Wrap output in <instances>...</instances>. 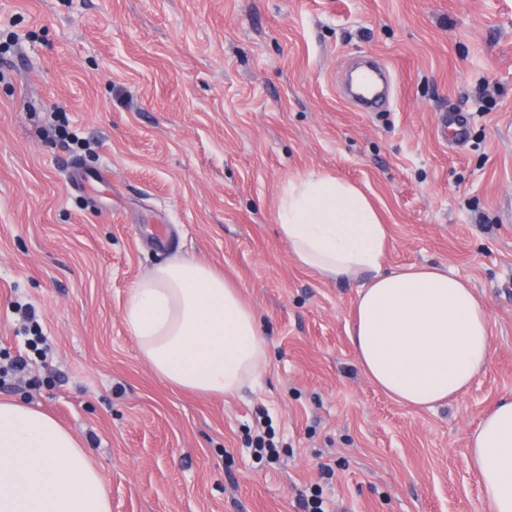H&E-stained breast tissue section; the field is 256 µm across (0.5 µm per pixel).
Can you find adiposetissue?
<instances>
[{
	"mask_svg": "<svg viewBox=\"0 0 512 512\" xmlns=\"http://www.w3.org/2000/svg\"><path fill=\"white\" fill-rule=\"evenodd\" d=\"M277 223L295 260L325 279L361 273L351 342L363 374L393 399L430 409L457 398L492 353L485 304L437 266L384 269L388 230L366 195L331 175L288 181ZM123 318L140 355L169 384L232 396L267 358L253 310L211 267L183 254L131 289ZM468 464L489 512H512V399L469 437ZM0 512H111L97 470L51 416L0 402Z\"/></svg>",
	"mask_w": 512,
	"mask_h": 512,
	"instance_id": "adipose-tissue-1",
	"label": "adipose tissue"
}]
</instances>
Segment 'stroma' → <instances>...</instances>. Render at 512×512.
Returning a JSON list of instances; mask_svg holds the SVG:
<instances>
[{"label":"stroma","mask_w":512,"mask_h":512,"mask_svg":"<svg viewBox=\"0 0 512 512\" xmlns=\"http://www.w3.org/2000/svg\"><path fill=\"white\" fill-rule=\"evenodd\" d=\"M365 57L394 81L373 112L342 92ZM449 112L465 140L439 136ZM76 161L109 182L75 189ZM325 174L377 209L385 267L448 269L484 301L492 356L458 398L417 411L362 374V278L304 268L276 225L283 185ZM177 252L267 340L235 396L164 382L125 328ZM18 355L0 400L67 428L112 512H303L310 488L326 512H487L466 453L512 398V0H0V363Z\"/></svg>","instance_id":"obj_1"}]
</instances>
